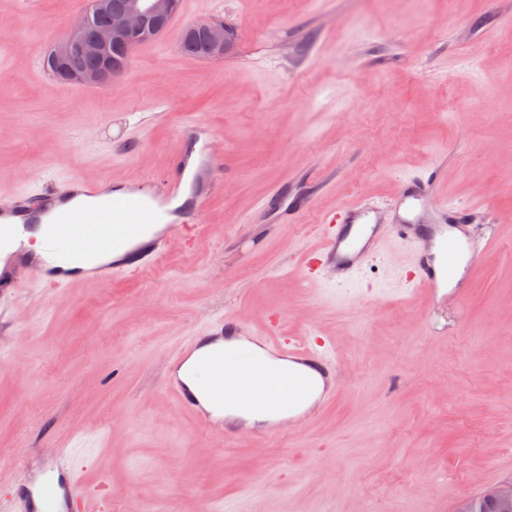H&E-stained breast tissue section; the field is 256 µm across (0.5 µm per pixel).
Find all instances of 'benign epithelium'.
<instances>
[{"label":"benign epithelium","mask_w":512,"mask_h":512,"mask_svg":"<svg viewBox=\"0 0 512 512\" xmlns=\"http://www.w3.org/2000/svg\"><path fill=\"white\" fill-rule=\"evenodd\" d=\"M174 11L175 0H125L123 10L112 19V24L98 28L91 36L87 35V14L82 12L71 24L67 38L51 49V66L57 75L79 85H109L115 77L111 67L73 70L66 66V62L74 56L102 59L110 48L128 45L149 21L155 22L150 34L160 36ZM205 32L211 55L220 57L232 49V34L224 23H207Z\"/></svg>","instance_id":"1"}]
</instances>
